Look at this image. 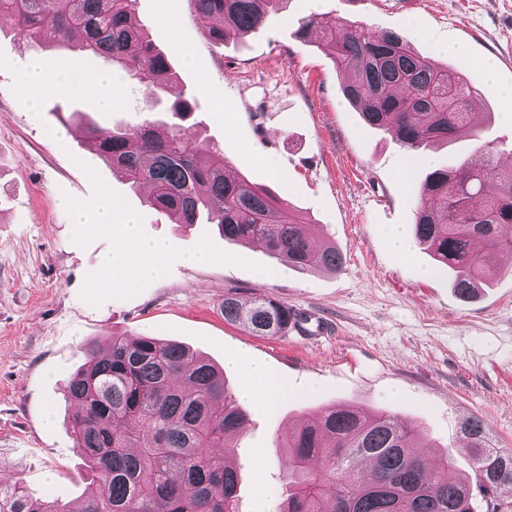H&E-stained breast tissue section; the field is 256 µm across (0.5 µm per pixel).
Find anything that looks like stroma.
Masks as SVG:
<instances>
[{
  "mask_svg": "<svg viewBox=\"0 0 512 512\" xmlns=\"http://www.w3.org/2000/svg\"><path fill=\"white\" fill-rule=\"evenodd\" d=\"M137 16L168 57L175 81L197 94L191 117L200 138L223 150L231 174L267 186L305 221L313 238L334 242L340 270L304 271L262 246L225 241L212 224H174L147 206L105 162L82 165L85 126L116 128L161 119L166 101L117 79L111 110L93 94L46 93L37 115L19 104L31 58L73 81L112 64L77 49L35 45L0 20V484L22 483L29 496L79 499L88 484L74 447L67 386L86 362L84 347L107 348L112 334L178 341L223 367L239 387L231 359L256 361L288 384L276 411L246 404L238 439L240 512H276L284 460L278 436L302 416L329 406L382 408L423 425L435 447L451 445L470 470L462 421L477 415L494 444L512 448V260L494 259L489 288L460 301L421 247L395 254L386 233L411 230L418 188L431 166L471 156L476 141L435 144L433 165L419 163L388 131L371 127L344 97V77L311 40L296 38L300 19L342 17L401 32L422 55L453 65L481 94L471 111L490 113L487 139L503 141L494 159L512 168V101L486 89L482 60L512 88V0H285L264 27L215 46L186 0H136ZM73 138L64 140L61 129ZM136 215L145 236L176 251L153 278L98 281L102 254L120 248L117 231L95 226L103 194ZM81 207L75 225L60 200ZM206 250L210 263L187 262ZM273 271L268 281L259 271ZM268 295L328 324L327 333L256 336L224 320L227 293Z\"/></svg>",
  "mask_w": 512,
  "mask_h": 512,
  "instance_id": "1",
  "label": "stroma"
}]
</instances>
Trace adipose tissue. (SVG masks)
Listing matches in <instances>:
<instances>
[{
    "instance_id": "obj_1",
    "label": "adipose tissue",
    "mask_w": 512,
    "mask_h": 512,
    "mask_svg": "<svg viewBox=\"0 0 512 512\" xmlns=\"http://www.w3.org/2000/svg\"><path fill=\"white\" fill-rule=\"evenodd\" d=\"M63 79L39 60L33 61L25 76L20 103L28 111H36L40 96L47 90L62 86ZM98 226L117 228L122 239L119 252L104 256L100 262V276L109 280L120 278L130 283L158 274L172 245L167 241L145 240L138 235L134 220L119 211L110 197H103L100 205ZM288 393L284 381L259 364L247 365L244 369L241 395L255 400L267 408H275Z\"/></svg>"
}]
</instances>
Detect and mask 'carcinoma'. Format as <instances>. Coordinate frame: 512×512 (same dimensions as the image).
Here are the masks:
<instances>
[{
	"label": "carcinoma",
	"mask_w": 512,
	"mask_h": 512,
	"mask_svg": "<svg viewBox=\"0 0 512 512\" xmlns=\"http://www.w3.org/2000/svg\"><path fill=\"white\" fill-rule=\"evenodd\" d=\"M205 22L208 40L222 44L254 31L284 0H188ZM135 0H0V18L25 37L52 38L66 46L81 33V50L102 57L124 76L167 96L172 121L104 132L88 125L90 151L137 189L151 186L146 203L175 224H214L225 240L258 242L274 257L303 270H338L343 257L331 242H318L301 220L262 185L229 173L224 153L210 150L185 125L197 107L194 94L171 79L166 56L153 45L135 13ZM316 35L347 75L345 97L362 107L370 126L391 132L417 153L431 143L482 137L469 111L479 90L456 68L419 54L393 30L339 20L325 25L311 16L296 37ZM492 142L473 156L428 173L418 188L414 237L437 266L454 275L457 296L467 301L493 275L487 259L512 254V170L491 159ZM224 321L256 336L288 333L293 308L271 296L248 303L224 297ZM105 356L86 349L88 360L71 378L75 406L71 429L93 473L75 504L38 501L17 482L0 485V512H239L241 474L237 439L247 412L226 384L224 372L178 342L114 334ZM472 450L471 474H460L453 451L432 464L418 448H433L421 429L388 410L331 407L310 414L284 439L288 457L278 512H507L497 490L512 486V448L489 438L485 421L461 424ZM370 461L372 474L357 470Z\"/></svg>",
	"instance_id": "cac0c4a2"
}]
</instances>
